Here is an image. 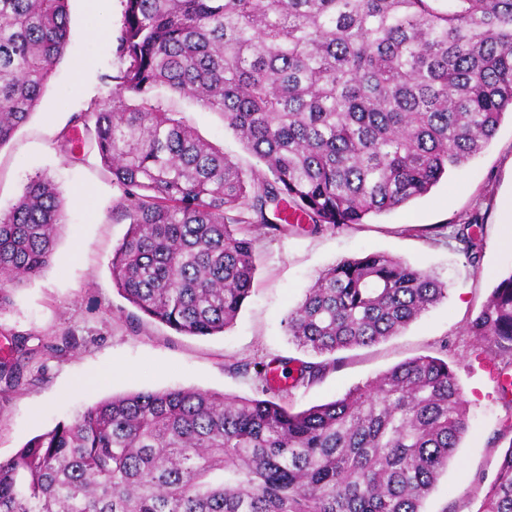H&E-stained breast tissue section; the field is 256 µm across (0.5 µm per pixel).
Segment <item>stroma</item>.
<instances>
[{
	"label": "stroma",
	"instance_id": "35a3bbf8",
	"mask_svg": "<svg viewBox=\"0 0 512 512\" xmlns=\"http://www.w3.org/2000/svg\"><path fill=\"white\" fill-rule=\"evenodd\" d=\"M123 0H69L72 37L40 104L14 137L0 146V212L30 178H50L64 199L53 260L12 290L0 311V344L25 338L20 385L0 396V461L30 439L69 422L115 395L195 388L230 398H254L253 374L235 363L306 359L284 321L317 275L329 265L381 251L427 270L448 297L378 344L344 350L336 368L314 383L289 389L283 400L301 411L333 400L391 367L429 355L448 362L467 408L468 429L447 468L422 504L423 512H479L484 491L512 445L502 423L512 415V393L500 392L484 364L487 354L466 333V322L489 296L496 278L512 271V248L501 243V198L512 193V117L504 116L487 148L408 206L364 223L317 234L284 236L257 228L254 291L235 323L214 336L180 334L148 317L131 322L134 307L112 282V254L127 226L114 222L118 191L96 157L69 162L57 147L72 116L110 92L104 75L119 66L115 36ZM168 106L245 172L261 162L224 125L223 117L187 98ZM479 213L485 224L482 257L472 265L451 236L452 225ZM136 315V314H135Z\"/></svg>",
	"mask_w": 512,
	"mask_h": 512
}]
</instances>
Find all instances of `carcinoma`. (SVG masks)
<instances>
[{"label": "carcinoma", "mask_w": 512, "mask_h": 512, "mask_svg": "<svg viewBox=\"0 0 512 512\" xmlns=\"http://www.w3.org/2000/svg\"><path fill=\"white\" fill-rule=\"evenodd\" d=\"M110 98L74 115L59 151L90 144L128 224L112 280L175 331L231 327L256 274L249 228L319 233L426 195L479 155L512 111V0H124ZM69 0H0V147L34 114L71 38ZM189 97L266 171L251 176L162 94ZM63 203L45 176L0 213V310L51 261ZM484 224H459L467 260ZM432 274L365 252L324 270L286 318L328 362L273 359L262 398L135 392L59 422L0 461V512H421L468 428L448 363L403 361L300 412L278 370L313 383L334 354L377 344L447 298ZM467 333L512 364V272ZM16 358L0 359L1 391ZM481 512H512V445Z\"/></svg>", "instance_id": "obj_1"}]
</instances>
